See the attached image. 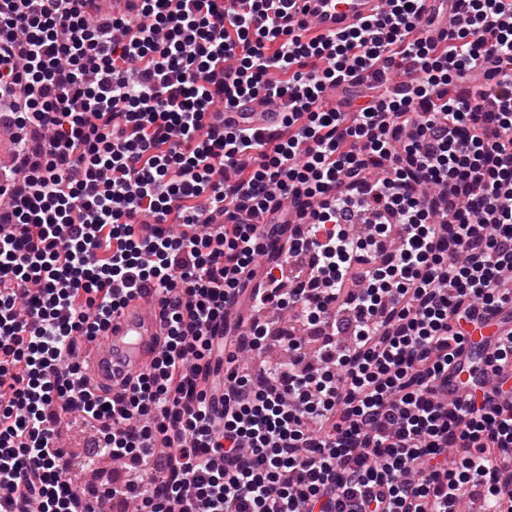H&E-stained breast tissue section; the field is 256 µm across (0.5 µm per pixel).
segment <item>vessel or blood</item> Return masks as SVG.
Wrapping results in <instances>:
<instances>
[{"instance_id":"obj_1","label":"vessel or blood","mask_w":512,"mask_h":512,"mask_svg":"<svg viewBox=\"0 0 512 512\" xmlns=\"http://www.w3.org/2000/svg\"><path fill=\"white\" fill-rule=\"evenodd\" d=\"M381 6L382 0H296L295 20L321 35L340 33L378 15ZM507 330H512V320L506 322L501 316L489 315L479 335L468 337L467 359L448 377L449 399L465 401L472 364L486 354L484 339ZM162 331L156 298H142L126 305L113 318L104 345L92 352L89 366L94 383L112 387L142 372L158 349L157 338Z\"/></svg>"}]
</instances>
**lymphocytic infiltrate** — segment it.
<instances>
[{
	"label": "lymphocytic infiltrate",
	"instance_id": "obj_1",
	"mask_svg": "<svg viewBox=\"0 0 512 512\" xmlns=\"http://www.w3.org/2000/svg\"><path fill=\"white\" fill-rule=\"evenodd\" d=\"M339 34L294 0H0V512H81L62 411L153 489L140 512H512V412L448 400L476 313L512 306V0H385ZM404 92L384 86L392 71ZM347 93L327 106V88ZM280 104L283 130L215 124ZM287 240L283 259L262 261ZM160 297L146 372L74 357ZM255 313L230 317L228 308ZM267 310L319 328L255 377Z\"/></svg>",
	"mask_w": 512,
	"mask_h": 512
}]
</instances>
